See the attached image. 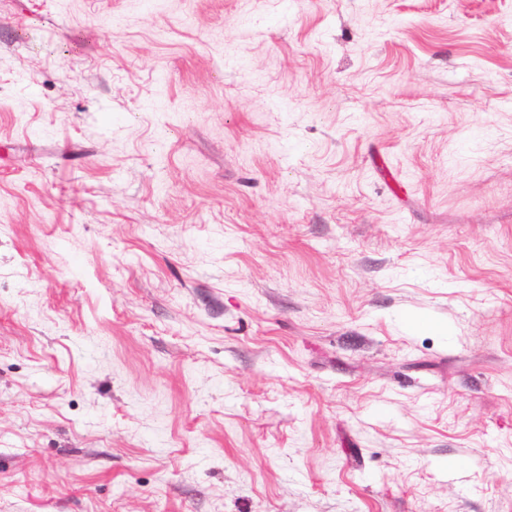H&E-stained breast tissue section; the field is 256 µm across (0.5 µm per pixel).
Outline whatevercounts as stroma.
I'll return each instance as SVG.
<instances>
[{
    "mask_svg": "<svg viewBox=\"0 0 512 512\" xmlns=\"http://www.w3.org/2000/svg\"><path fill=\"white\" fill-rule=\"evenodd\" d=\"M0 512H512V0H0Z\"/></svg>",
    "mask_w": 512,
    "mask_h": 512,
    "instance_id": "35a3bbf8",
    "label": "stroma"
}]
</instances>
